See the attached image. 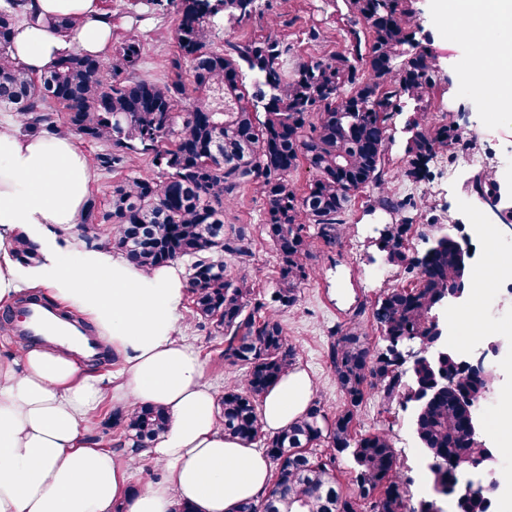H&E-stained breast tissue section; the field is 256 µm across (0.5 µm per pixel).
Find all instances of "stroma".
Masks as SVG:
<instances>
[{"label": "stroma", "instance_id": "stroma-1", "mask_svg": "<svg viewBox=\"0 0 512 512\" xmlns=\"http://www.w3.org/2000/svg\"><path fill=\"white\" fill-rule=\"evenodd\" d=\"M256 15L246 24L231 26L220 23L214 33L216 47L225 41L243 40L264 35L268 21H275L281 37L289 49L288 64L299 62L316 54H330L349 45L354 33L363 26L350 12L346 0H257ZM103 12L112 17V45H119L130 32H137L144 44V53L135 74L150 81L161 80L168 72L170 61L177 53L174 31L178 23L175 0H98ZM454 0H415V31L417 40L430 48L451 80L470 72L474 53L470 47L453 35ZM432 108H443L457 113L458 124L466 131H485L493 149L512 148V118L499 116L495 104L478 94L459 96L456 89L439 85L431 95ZM402 110L394 115L389 127L386 163L400 169L408 164L406 155L410 134L407 123L416 105L405 100ZM149 155L130 154L123 167L112 172L96 171L92 188L100 211H108L113 184L125 178L151 171ZM475 171L457 169L441 173L431 169L420 181L403 179L392 186L395 197H414L417 208L397 212L383 205L379 190L368 188L353 198L346 215V228L336 248L316 243L311 264L313 278L303 286L299 302L283 312L281 321L289 339L296 345V366L310 378L312 394L324 403L328 411L340 404L333 375L325 356L330 341L329 331L336 324L346 322L353 314L370 309L388 289L407 285L410 275L401 266L388 264L379 248V240L386 225L410 220L413 231L407 243L409 254L423 252L427 238L446 233L453 236L471 253L469 269L481 272L484 281L496 278L492 263L486 262L483 244L473 233L475 220L492 225L497 231L512 235V223L506 224L486 205L473 199L472 184ZM233 203L224 211V221L242 225L251 233L252 254L245 259L226 258L230 277L247 278L260 291L271 292L276 278L277 256L263 231L264 201L256 186L235 191ZM471 197V208H463L459 201ZM388 268L389 280L368 278L369 270ZM179 335L198 353L204 366L205 379L216 393L233 377L224 362V337L215 333L211 324L202 322L194 313L192 303H185L179 323ZM494 389L502 402L494 419L497 430L480 424L477 438L497 451L512 450V356L500 359ZM414 407L404 399H384L377 392H369L359 416V432L381 430L386 432L394 448L398 474L406 492L408 507H419L421 502L436 500L442 512H452L453 500L434 498L430 488L424 487L421 475L428 464L423 455L413 426Z\"/></svg>", "mask_w": 512, "mask_h": 512}]
</instances>
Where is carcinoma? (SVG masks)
<instances>
[{"mask_svg": "<svg viewBox=\"0 0 512 512\" xmlns=\"http://www.w3.org/2000/svg\"><path fill=\"white\" fill-rule=\"evenodd\" d=\"M34 0L0 3V109L14 112L27 130L74 134L105 147L94 164L110 172L130 153L152 155L153 170L112 186L110 209L89 200L81 233L107 221L112 246L145 269L193 258L187 285L196 315L224 335V362L243 370L221 397L224 435L260 442L271 465V493L237 512H430L409 509L389 436L356 431L370 390L387 398L405 395L400 365L370 348L358 316L330 331L326 357L341 397L334 413L318 398L285 428L266 433L260 399L296 364L297 348L279 314L295 306L313 277L307 225L324 246L343 233L352 198L374 186L384 192L402 177L423 179L427 165L462 135L452 114L429 118L431 92L441 79L430 51L414 43L413 0H348L365 37L331 54L314 55L288 72L284 45L271 23L259 39L212 47L220 20L253 18L256 0H180L178 54L162 81L132 76L144 50L132 33L112 60L78 49L62 54L36 76L9 58L15 26L42 23L70 36L75 20L42 18ZM252 78L247 91L244 75ZM195 94L193 102L181 103ZM408 99L421 105L408 123L409 167L386 166L389 122ZM306 162L314 177L300 192L292 172ZM256 184L263 200V228L278 258L270 297L256 294L245 278L232 281L224 255L246 257L251 241L243 226L224 224V206L236 189ZM412 225L385 227L381 246L388 261L412 275L408 286L388 289L372 309L387 341L433 342L436 303L466 278L464 248L442 238L420 256L406 254ZM415 386L426 391L417 411L419 444L435 460L432 490L448 495L458 485L454 456L477 445L474 407L493 378L471 374L452 358L416 366ZM168 417L154 406L114 409L105 421L120 433L117 448L140 451L166 429ZM350 457L347 485L338 461ZM455 512H486L480 493L457 494Z\"/></svg>", "mask_w": 512, "mask_h": 512, "instance_id": "1", "label": "carcinoma"}]
</instances>
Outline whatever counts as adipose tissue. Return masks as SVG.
<instances>
[{
  "label": "adipose tissue",
  "mask_w": 512,
  "mask_h": 512,
  "mask_svg": "<svg viewBox=\"0 0 512 512\" xmlns=\"http://www.w3.org/2000/svg\"><path fill=\"white\" fill-rule=\"evenodd\" d=\"M41 16L79 18L69 37L27 23L16 27L11 57L34 74L75 47L100 54L111 25L97 0H36ZM457 12L490 21L496 37L478 44L497 60L495 102L512 112V0H456ZM94 165L68 133L19 128L0 115V304L23 290H45L77 309L99 340L122 358L114 374L83 370L67 351L27 345L0 357V512H236L271 488L265 454L225 437L216 395L196 351L178 338L187 281L169 264L143 269L106 246L75 240L91 195ZM39 260L19 262L17 240ZM306 373H287L264 397L260 421L277 431L311 400ZM150 404L169 417L148 449L116 460L86 426L103 402ZM142 478L130 491L133 472Z\"/></svg>",
  "instance_id": "1"
}]
</instances>
